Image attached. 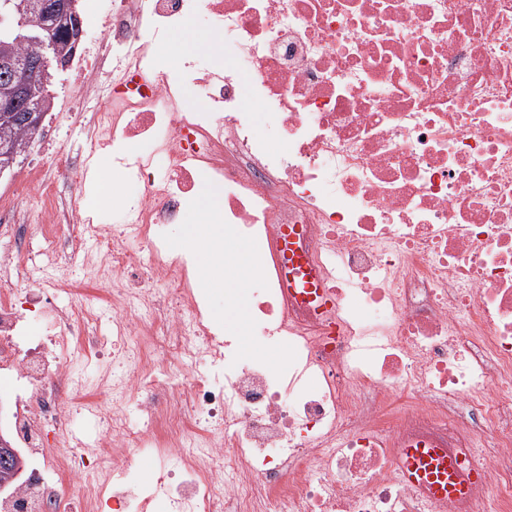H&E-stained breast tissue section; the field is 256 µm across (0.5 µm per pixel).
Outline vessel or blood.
Here are the masks:
<instances>
[{
  "instance_id": "1",
  "label": "vessel or blood",
  "mask_w": 512,
  "mask_h": 512,
  "mask_svg": "<svg viewBox=\"0 0 512 512\" xmlns=\"http://www.w3.org/2000/svg\"><path fill=\"white\" fill-rule=\"evenodd\" d=\"M274 272L288 282L293 297L301 304L328 311L333 301L325 278L309 260L301 245L298 228L283 226L278 238ZM401 478L425 498L442 500L466 497L470 485L457 476V465L438 444L409 440L398 452Z\"/></svg>"
}]
</instances>
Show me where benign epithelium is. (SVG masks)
I'll return each mask as SVG.
<instances>
[{
  "instance_id": "7a95c632",
  "label": "benign epithelium",
  "mask_w": 512,
  "mask_h": 512,
  "mask_svg": "<svg viewBox=\"0 0 512 512\" xmlns=\"http://www.w3.org/2000/svg\"><path fill=\"white\" fill-rule=\"evenodd\" d=\"M0 11L21 16L18 26L9 30L14 42L39 47L37 55L22 65L10 57L0 59V69L8 72L14 83V101L0 103V121L37 132L45 113L20 103L45 88L51 72L67 69L84 37L82 19L75 0H0ZM25 472L21 451L0 432V494L12 495L26 485Z\"/></svg>"
}]
</instances>
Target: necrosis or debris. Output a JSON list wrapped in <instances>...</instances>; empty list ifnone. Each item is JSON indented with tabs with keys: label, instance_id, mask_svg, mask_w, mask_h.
<instances>
[{
	"label": "necrosis or debris",
	"instance_id": "4bbe7bcc",
	"mask_svg": "<svg viewBox=\"0 0 512 512\" xmlns=\"http://www.w3.org/2000/svg\"><path fill=\"white\" fill-rule=\"evenodd\" d=\"M87 12L104 36L74 68L93 104L86 153L111 154L129 191L107 232L84 200L86 163L58 177L25 164L0 185L5 224L28 223L37 197L42 267L56 273L35 292L9 287L28 253L0 252V374L36 475L5 512H97L107 492L121 512H154L158 495L169 512H512V0H88ZM176 31L220 43L223 61L150 58ZM202 173L225 232L266 247L299 225L327 272L332 318L276 276L255 290L244 319L287 342L278 365L217 339L187 262L165 251L169 225L205 204ZM64 244L97 257L98 286L69 314L51 303L74 289ZM106 316L111 348L89 338ZM106 348L120 363L102 380L109 406L46 398L50 384L80 390L72 361ZM131 402L143 421L127 418ZM76 409L99 414L101 448L65 446ZM415 437L443 440L475 476L466 499L433 503L399 478L398 446ZM147 445L151 492L121 479ZM64 481L75 492H45Z\"/></svg>",
	"mask_w": 512,
	"mask_h": 512
}]
</instances>
